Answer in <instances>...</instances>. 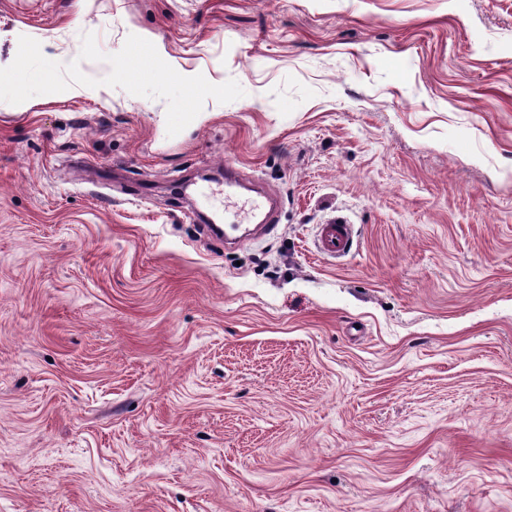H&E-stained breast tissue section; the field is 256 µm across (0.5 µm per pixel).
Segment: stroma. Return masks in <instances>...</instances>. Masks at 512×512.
<instances>
[{"label":"stroma","mask_w":512,"mask_h":512,"mask_svg":"<svg viewBox=\"0 0 512 512\" xmlns=\"http://www.w3.org/2000/svg\"><path fill=\"white\" fill-rule=\"evenodd\" d=\"M0 512H512V0H0ZM353 242L351 224H323L317 234L318 249L330 257L348 253Z\"/></svg>","instance_id":"35a3bbf8"}]
</instances>
